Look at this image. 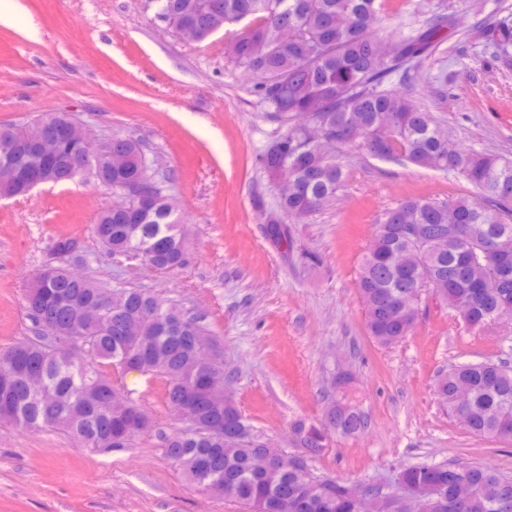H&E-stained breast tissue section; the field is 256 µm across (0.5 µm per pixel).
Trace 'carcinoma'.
Returning a JSON list of instances; mask_svg holds the SVG:
<instances>
[{"label":"carcinoma","instance_id":"cac0c4a2","mask_svg":"<svg viewBox=\"0 0 512 512\" xmlns=\"http://www.w3.org/2000/svg\"><path fill=\"white\" fill-rule=\"evenodd\" d=\"M161 17L175 30L186 26L209 31L245 17L254 23L230 46L236 64L261 77L256 93L283 123L271 142L274 164L294 170V181L278 190L274 225L278 243L290 245L283 219L303 220L327 207L343 181L336 153L317 148L323 137L352 135L368 154L385 161L453 171L480 191L475 200L409 197L377 225L358 280L366 327L382 345L407 336L416 323L402 297L430 288L470 328L493 324L495 310L512 305V159L452 145L431 113L403 90L411 80L406 68L439 41L451 16L432 12L414 33L383 34L379 0H161ZM313 112L307 130L291 123L294 114ZM66 113H51L16 127L0 126V144L23 154L34 141L54 131ZM122 156L106 173L112 191L133 181L150 183L152 195L135 203L121 201L101 211L93 235L112 256L141 259L166 272L186 261L185 233L174 205L151 182L152 169L141 166L139 141L118 136ZM403 224H422L420 245L405 241ZM457 225L453 241L440 228ZM41 288L26 291V305L37 324L35 336L0 350V423L24 429L55 428L79 444L102 451L127 448L149 424L138 407L94 366L110 361L128 371L157 372L168 381L167 400L185 405L197 432L183 428L166 440V454L185 476L204 490L232 499L248 512H411L393 506L381 488L371 485L354 497L348 483L318 476L306 457L282 451L275 466L264 464L271 445L254 434L226 391L230 374L224 356L198 365L196 337L208 335L199 317H190L151 291L93 279L67 280L57 273L34 276ZM95 308L111 321L99 327L88 316ZM84 345L88 360L72 359L68 345ZM350 377L336 384L340 397L326 407V420L343 435L366 427L364 413L346 394ZM436 393L467 431L512 440V363H462L438 375ZM302 446L315 453L322 433L298 422ZM416 494L437 493L454 504L453 512H500L512 499V484L479 464H434L400 470Z\"/></svg>","mask_w":512,"mask_h":512}]
</instances>
